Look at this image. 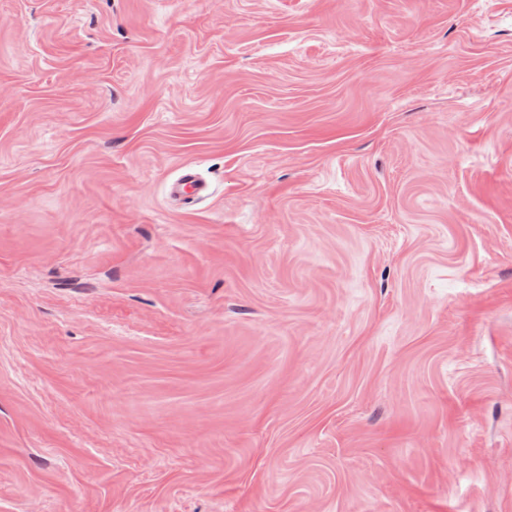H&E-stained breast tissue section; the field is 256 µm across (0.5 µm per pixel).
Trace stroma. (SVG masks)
<instances>
[{
  "label": "stroma",
  "mask_w": 512,
  "mask_h": 512,
  "mask_svg": "<svg viewBox=\"0 0 512 512\" xmlns=\"http://www.w3.org/2000/svg\"><path fill=\"white\" fill-rule=\"evenodd\" d=\"M0 512H512V0H0ZM208 192V185L190 165L183 166L178 177L168 186V195L174 202L198 199L206 196Z\"/></svg>",
  "instance_id": "1"
}]
</instances>
